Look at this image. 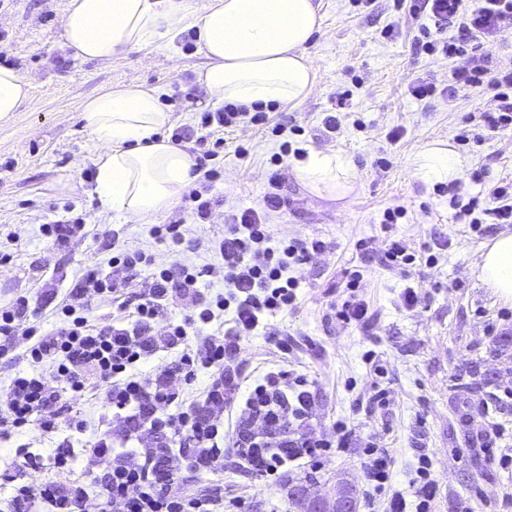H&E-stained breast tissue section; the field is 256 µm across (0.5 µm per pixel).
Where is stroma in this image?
<instances>
[{
  "label": "stroma",
  "instance_id": "obj_1",
  "mask_svg": "<svg viewBox=\"0 0 512 512\" xmlns=\"http://www.w3.org/2000/svg\"><path fill=\"white\" fill-rule=\"evenodd\" d=\"M65 2L0 0V63L14 66L33 85L19 111L0 119V252L14 256L12 264L0 269V303L40 288L62 294L85 266L107 268L116 232L148 248L157 263L177 258L155 243L150 225L127 224L116 214L101 213L93 191L95 146L80 121V110L104 89L136 82L160 91L172 126L192 125L195 114L208 109L196 82L206 59L199 48H184L177 39L130 51L109 63L74 60L63 46ZM320 3L322 25L306 47L316 70L312 91L299 106L276 105L273 120L313 128L321 113L331 109L337 87L350 85L352 76L362 77L350 109L365 119L366 131L349 127L337 142H309L310 147H330L349 157L359 179L349 196L329 201L288 178L294 212L282 218L280 230L322 239L328 248L298 269L303 284L298 307L277 321L278 328L296 334L298 348L285 355L267 337L253 336L245 344L242 366L251 375L270 364L303 366L320 395L319 429L330 430L342 420L361 433L377 434L395 458L393 487L406 488L416 463L412 437L425 431L438 486L435 512H457L464 500L473 512H503L502 500L512 492V471L478 458L459 424L465 410L501 396L489 418L505 425L501 444L512 448V399L502 396L504 388L512 387V344L491 331L500 310L512 311V301L482 285L474 268L480 246L502 227L488 225L481 236L466 232L453 222L433 185L417 179L412 167L418 146L456 137L472 104L461 99L421 102L408 94L410 75L431 72L444 77L448 62L440 56L414 55L411 42L419 22L397 12L393 0H372L366 9L353 7L350 0ZM391 26L398 27L399 36L383 38L382 30ZM187 97L193 102L189 110L180 106ZM396 126L406 133L399 142L388 143L386 134ZM291 138L287 131L275 136L251 127L226 133L216 194L229 203H258L271 156ZM239 145L247 147L246 155H236ZM457 151L468 169L483 166L493 178L512 177L510 129L478 146H458ZM383 154L392 166L379 174L373 162ZM396 206L408 211L397 233L410 246L419 248L444 236L448 249L438 265L421 268L408 279L371 266L365 274L366 294L376 323L366 332L345 327L331 311L330 290L347 271L360 268L359 240L383 247L382 215ZM66 214L82 218L87 236L57 251L40 227ZM408 285L422 298L415 312L406 311L399 300ZM369 351L383 365V377H376L367 363ZM377 384L391 389L393 402L371 412L365 404ZM293 483L312 497L332 496L348 485L364 492V457L357 448L328 457L316 480L297 473ZM184 484L192 490L223 486L225 496L245 497L244 512H296L284 486H270L231 469L220 477L189 473Z\"/></svg>",
  "mask_w": 512,
  "mask_h": 512
}]
</instances>
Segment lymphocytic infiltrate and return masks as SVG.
<instances>
[{"label": "lymphocytic infiltrate", "mask_w": 512, "mask_h": 512, "mask_svg": "<svg viewBox=\"0 0 512 512\" xmlns=\"http://www.w3.org/2000/svg\"><path fill=\"white\" fill-rule=\"evenodd\" d=\"M419 19L415 54L451 59L446 78L432 74L409 80L407 91L419 101L477 97L474 111L462 118V143L476 144L512 129V54L493 48L498 33L512 29V0H396ZM247 123L270 127L262 108L228 103L202 113L192 129L177 127L172 141L196 133L192 175L199 190L185 197L180 219L154 225L156 243L181 253V260L156 264L142 245L125 240L112 245L108 269L87 266L65 297L23 292L0 304V359L22 357L30 368L11 377L0 390V439L28 426L44 434H62L54 465L71 471L77 450L87 447L85 479L60 483L37 478L42 455L22 444L0 479L11 482L7 512H85L96 499L99 512H242L243 501L220 492H190L183 474H216L230 468L269 484L281 482L289 468L318 473L324 458L361 443L369 497L387 494L386 512H432L436 497L432 459L415 442L417 464L407 492H387L394 458L375 435L358 438L346 422L332 432L317 430L318 393L310 376L275 365L248 377L240 362L243 345L253 336L274 339L289 353L291 339L273 327L278 315L294 310L301 281L294 271L326 251L323 240L301 239L275 231L271 215L287 210L285 175L271 170L262 202L230 209L222 235L202 238L193 225L208 223L216 205L211 195L218 177L208 163L222 148L223 131ZM454 223L482 233L487 224H512V178L490 180L486 168L473 169L467 181L438 186ZM357 246L365 258L410 277L417 265L434 266L447 250L435 240L421 250L391 236L381 253L366 241ZM213 262H193L196 253ZM362 271L347 272L332 305L345 326L368 329L375 313L366 299ZM192 299V312L181 320L172 308ZM108 304L111 320L90 317L93 306ZM55 325L45 329V316ZM152 370H145V363ZM207 382L198 395L185 387L199 373ZM100 401L113 423L85 443L86 424L73 413L74 396ZM471 442L489 462L512 469V448L500 445L503 424L476 423L461 417Z\"/></svg>", "instance_id": "obj_1"}]
</instances>
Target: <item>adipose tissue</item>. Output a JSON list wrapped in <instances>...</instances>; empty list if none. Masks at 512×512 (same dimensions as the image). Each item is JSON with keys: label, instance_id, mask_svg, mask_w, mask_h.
Segmentation results:
<instances>
[{"label": "adipose tissue", "instance_id": "ef3b65f1", "mask_svg": "<svg viewBox=\"0 0 512 512\" xmlns=\"http://www.w3.org/2000/svg\"><path fill=\"white\" fill-rule=\"evenodd\" d=\"M321 24L316 0H207L200 11L190 0H67L63 39L74 59L109 62L192 28L207 59L197 74L207 101L295 107L316 80L305 48ZM31 87L0 64V118L18 111ZM80 119L97 144L94 192L102 212L151 224L190 189L188 154L160 135L170 114L157 89L134 82L108 88L84 102ZM290 165L312 194L331 201L348 196L358 178L352 161L331 149H307ZM413 166L423 182L450 184L466 161L437 142L420 146ZM475 267L483 285L512 300V234L484 243Z\"/></svg>", "mask_w": 512, "mask_h": 512}]
</instances>
